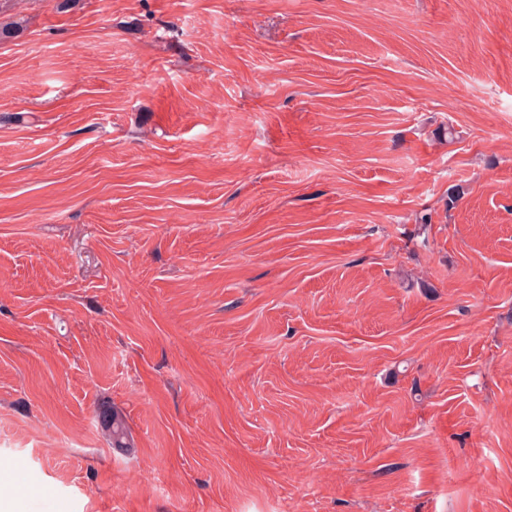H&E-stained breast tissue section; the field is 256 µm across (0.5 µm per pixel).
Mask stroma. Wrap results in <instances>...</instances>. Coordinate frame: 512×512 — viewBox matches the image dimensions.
I'll return each mask as SVG.
<instances>
[{
  "instance_id": "35a3bbf8",
  "label": "stroma",
  "mask_w": 512,
  "mask_h": 512,
  "mask_svg": "<svg viewBox=\"0 0 512 512\" xmlns=\"http://www.w3.org/2000/svg\"><path fill=\"white\" fill-rule=\"evenodd\" d=\"M58 2L0 0L24 512H512V0Z\"/></svg>"
}]
</instances>
